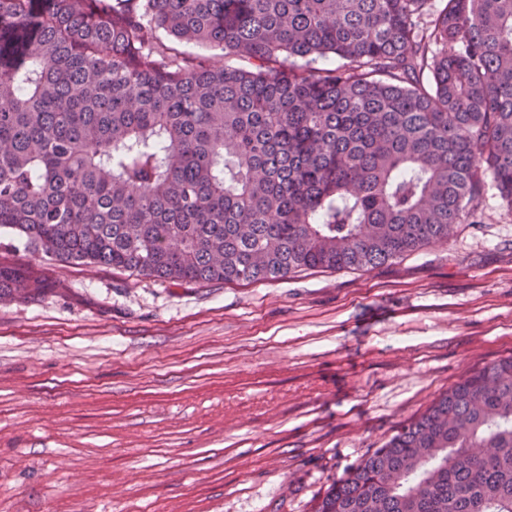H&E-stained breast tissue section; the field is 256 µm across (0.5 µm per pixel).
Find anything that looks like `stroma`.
I'll return each instance as SVG.
<instances>
[{"label": "stroma", "mask_w": 512, "mask_h": 512, "mask_svg": "<svg viewBox=\"0 0 512 512\" xmlns=\"http://www.w3.org/2000/svg\"><path fill=\"white\" fill-rule=\"evenodd\" d=\"M0 301V512H312L469 372L512 354V211L362 270L188 283L54 261Z\"/></svg>", "instance_id": "1"}]
</instances>
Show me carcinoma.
I'll return each mask as SVG.
<instances>
[{"label": "carcinoma", "mask_w": 512, "mask_h": 512, "mask_svg": "<svg viewBox=\"0 0 512 512\" xmlns=\"http://www.w3.org/2000/svg\"><path fill=\"white\" fill-rule=\"evenodd\" d=\"M490 183L512 211V0H0V231L57 261L376 268L448 243ZM46 287L0 262V300ZM315 512H512V356Z\"/></svg>", "instance_id": "obj_1"}]
</instances>
